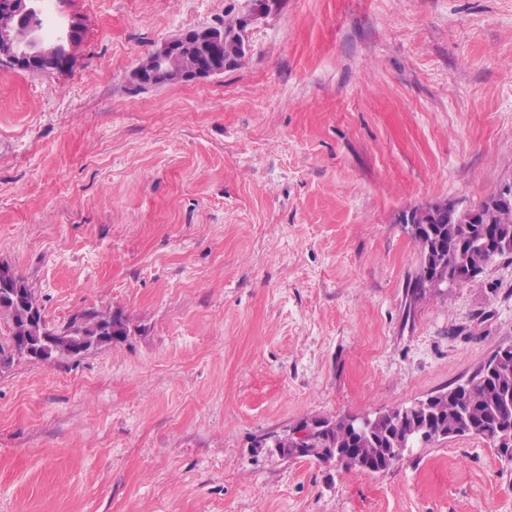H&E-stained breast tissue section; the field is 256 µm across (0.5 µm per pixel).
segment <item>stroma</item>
I'll return each mask as SVG.
<instances>
[{
	"label": "stroma",
	"mask_w": 512,
	"mask_h": 512,
	"mask_svg": "<svg viewBox=\"0 0 512 512\" xmlns=\"http://www.w3.org/2000/svg\"><path fill=\"white\" fill-rule=\"evenodd\" d=\"M51 0L65 71L0 68V264L51 326L127 340L0 365V512H512L463 435L386 471L257 445L467 382L512 345V259L409 302L402 211L512 183V0ZM248 18L199 82L130 80L161 41ZM212 28L218 29L219 32H224V48L222 49L221 60H234L241 55L240 58L243 57L245 54V45L243 52L242 41L238 34L239 30L242 28V19L224 20L220 23L219 27ZM118 322L123 329V340L128 336V325L121 316L114 315L110 311H99L96 309L85 310L73 315L69 323L61 329H56L57 346L49 352L44 353L42 358L44 361H59L61 358L70 357L64 349L65 336L73 333L86 336L89 343H92L97 336H101L103 331L112 328L114 323Z\"/></svg>",
	"instance_id": "stroma-1"
}]
</instances>
